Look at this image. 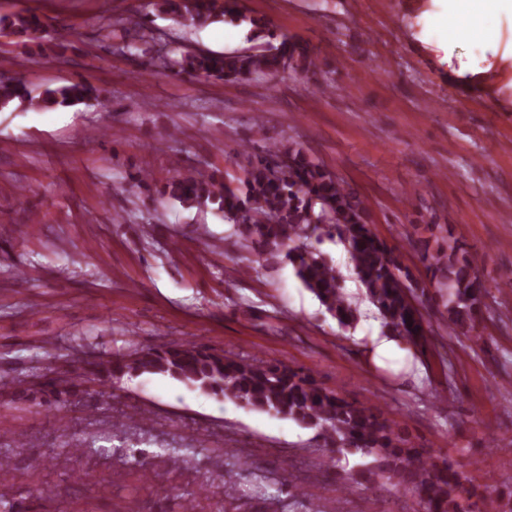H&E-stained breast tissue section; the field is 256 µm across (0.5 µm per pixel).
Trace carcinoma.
Segmentation results:
<instances>
[{
    "instance_id": "cac0c4a2",
    "label": "carcinoma",
    "mask_w": 512,
    "mask_h": 512,
    "mask_svg": "<svg viewBox=\"0 0 512 512\" xmlns=\"http://www.w3.org/2000/svg\"><path fill=\"white\" fill-rule=\"evenodd\" d=\"M155 6L181 25L235 15L238 0H155ZM248 22L262 39L259 46L224 55L183 49L173 65L192 76L226 81L271 74L287 66L300 70L313 66L308 48L278 37L260 18ZM3 23L12 33L37 32L43 27L41 16L34 12ZM117 24L140 32L144 42L154 39L152 31L135 18H120ZM96 98L97 90L83 81L36 93L19 73H0V108L18 103L40 111ZM163 194L186 208L213 206L223 212L239 239L260 259L282 256L288 260L302 285L340 324L348 326L357 320V308L341 288L336 268L312 246L325 238L338 239L347 246L356 275L387 327L425 351L427 330L413 304L417 285L409 270L366 222L364 201L334 173L300 151L281 142L269 144L251 156L243 185L235 189L213 174L199 171L185 175L177 170L166 182ZM420 251L432 281L448 291V335L482 341L478 332L482 288L477 258L454 245L432 249L426 242ZM144 372L168 375L213 395L318 429L325 442V453L317 463L320 469L337 466L338 454L346 448L372 458L364 468L348 473L351 488L379 476L396 492L416 498L423 512H469L459 495L458 473L452 466L434 462L429 449L399 430L378 408L326 390L310 373L286 364L250 360L187 343L147 348L132 357L85 359L67 379L44 378L38 392L50 408L98 402L106 392L88 390V381L103 385L126 374Z\"/></svg>"
}]
</instances>
